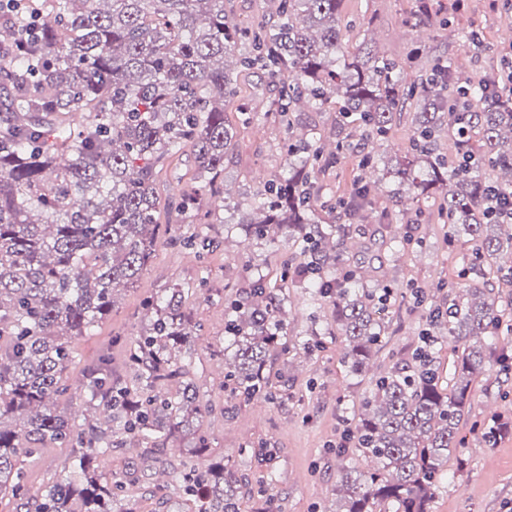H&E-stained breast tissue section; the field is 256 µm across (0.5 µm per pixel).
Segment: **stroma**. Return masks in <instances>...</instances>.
<instances>
[{
  "label": "stroma",
  "instance_id": "obj_1",
  "mask_svg": "<svg viewBox=\"0 0 512 512\" xmlns=\"http://www.w3.org/2000/svg\"><path fill=\"white\" fill-rule=\"evenodd\" d=\"M438 2L450 24L431 27L426 35L405 23L412 0H344L341 23L352 44L368 42L380 53L409 63L413 80L428 67L429 56L413 55L419 44L426 45L429 55L451 59L458 74L470 82L497 73L503 55L512 54V12L493 10L488 0H468L462 12L455 11L453 0ZM473 28L485 38L477 50L463 38ZM237 84L239 96L226 112L235 137L224 158L225 198L211 195L197 177L188 148L168 158L157 181L160 198L190 194L200 201L199 214L165 209L161 223L175 225L178 235L186 238L207 232L218 239V246L199 253L159 240L136 283L118 292L111 314L90 335L72 337L66 377H81L84 366L106 351L113 370L134 382L128 357L132 342L149 323L148 303L181 289L182 307L194 324L186 377L197 390L206 455L229 459L234 476L248 479L243 512H256L257 489L270 468L278 474L274 512H334V489L342 470L364 463L356 448H347L342 457L336 453L345 424L352 422L354 407L369 390L372 373L386 372L406 358L418 345L432 311L447 307V294L439 285L457 280L472 245L465 237H449L448 225L433 216L432 204L423 200L407 207L416 228L414 243L391 249L390 227L379 215L393 203L386 191L374 195L373 209L359 221V235L342 263L360 268L368 284H392L394 293L380 313L388 336L371 374H348L339 363L342 339L326 305L282 278L285 266L306 265L307 254L295 245L256 241L247 235L245 225L226 221L229 208L250 211L266 184L288 170L283 150L288 125L268 113L278 97V80L246 69L238 71ZM244 108L252 112V120H242ZM361 176L360 155L354 151L320 175L316 204L322 223H346L336 202L349 195ZM259 279L288 300V333L270 356L276 392L271 403L245 400L224 384L228 305L235 299L248 300ZM313 334L321 346L305 352L301 342ZM494 357L497 367L473 385L471 407L462 424L465 445L448 461V476L440 483L432 512H512V431L491 446L480 433L493 422H512V333L498 337ZM74 455L71 448L42 449L27 461L29 486L36 490L69 475ZM136 455L133 448L113 450L102 468L108 473L134 471L141 512H175L181 493L171 469H134Z\"/></svg>",
  "mask_w": 512,
  "mask_h": 512
}]
</instances>
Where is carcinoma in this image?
Listing matches in <instances>:
<instances>
[{
	"mask_svg": "<svg viewBox=\"0 0 512 512\" xmlns=\"http://www.w3.org/2000/svg\"><path fill=\"white\" fill-rule=\"evenodd\" d=\"M53 24L36 20V44L14 41L31 22L28 0L0 16V500L14 512H138L125 478L98 470L114 448H137L143 466L197 434V447L175 472L182 512H241L237 480L224 462L199 466L204 438L194 384L173 352L192 336L180 290L151 304L149 327L131 362L139 387L112 377L107 360L83 376L86 411L95 417L76 432L57 413L70 389L63 378L70 339L86 336L112 312L116 293L133 284L166 229L158 222V167L191 148L200 178L224 172L234 137L224 119L238 95L231 63L260 65L281 83L275 111L303 103L336 106V140L327 152L316 135H297L288 121V177L267 186L251 212L250 233L312 247L319 270H293L328 302L342 338L339 362L363 374L385 339L379 290L359 275L340 279L349 225L322 224L312 199L317 174L354 146L348 129L384 138L395 114L414 102L410 151L386 172L396 193L440 199L439 211L472 254L460 281L442 283L448 338L458 343L448 384L440 380L435 340L425 333L406 358L378 376L359 402L353 441L368 460L343 470L336 512H431L448 458L462 445L473 383L490 370L504 309L474 276L512 255V221L493 215L484 190L512 191V95L487 80L459 78L451 59H430L409 81L405 66L364 47L343 46L344 0H274L277 21L242 26L224 0H49ZM432 0H414L409 25H430ZM87 112L89 123L69 115ZM454 137V160L440 152ZM473 161L463 160L462 153ZM368 180L348 199L354 218L382 182L379 158L363 155ZM288 328L285 299L257 282L246 306L231 308L225 378L249 399H274L270 351ZM74 448L76 477L34 492L25 462L40 448Z\"/></svg>",
	"mask_w": 512,
	"mask_h": 512,
	"instance_id": "carcinoma-1",
	"label": "carcinoma"
}]
</instances>
